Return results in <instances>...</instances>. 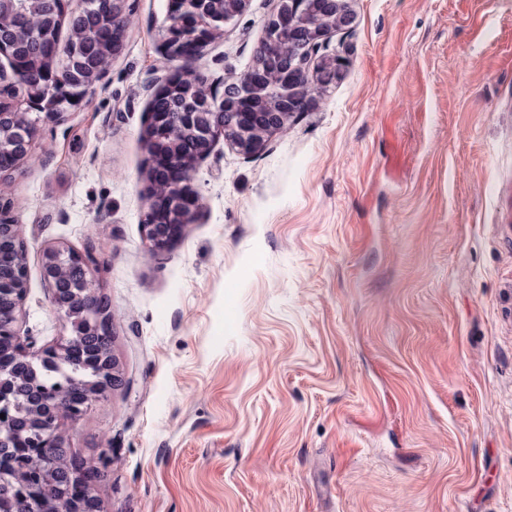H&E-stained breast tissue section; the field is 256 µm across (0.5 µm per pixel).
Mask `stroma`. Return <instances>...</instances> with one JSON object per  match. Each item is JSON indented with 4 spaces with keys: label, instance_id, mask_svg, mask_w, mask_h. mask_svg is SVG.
Returning a JSON list of instances; mask_svg holds the SVG:
<instances>
[{
    "label": "stroma",
    "instance_id": "stroma-1",
    "mask_svg": "<svg viewBox=\"0 0 512 512\" xmlns=\"http://www.w3.org/2000/svg\"><path fill=\"white\" fill-rule=\"evenodd\" d=\"M168 0H126L91 107L41 122L0 198L21 333L70 330L44 249L94 250L125 379L60 432L101 512H512V0H351L344 77L253 156L217 140L153 252L144 131ZM277 0L203 50L253 64Z\"/></svg>",
    "mask_w": 512,
    "mask_h": 512
}]
</instances>
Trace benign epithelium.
Listing matches in <instances>:
<instances>
[{"instance_id":"1","label":"benign epithelium","mask_w":512,"mask_h":512,"mask_svg":"<svg viewBox=\"0 0 512 512\" xmlns=\"http://www.w3.org/2000/svg\"><path fill=\"white\" fill-rule=\"evenodd\" d=\"M248 0H224V14L210 25L204 34L190 38L163 37V54L167 61H178L185 69H193L198 82L191 87L196 95L207 90L205 101L213 111L205 114V125L195 151L185 153L183 140L169 126L160 123L156 114H150L146 132L147 146L152 154H159L181 170L178 177H165L154 170L148 190L149 206L141 221V229L152 250L161 251L181 236L195 213L201 207L199 198L187 185L197 163L206 157L215 141H224L244 155L262 151L268 137L283 129L288 122L309 109L295 105L294 85L299 81L313 82L321 69L331 70L340 80L346 72L345 59L336 54L322 52L329 35L350 27L355 15L349 0H334L336 9L328 11L324 0H278L276 10L264 23V33L255 53L253 66L236 82L224 84V92L217 94L207 87L208 79L197 69L201 51L195 44L205 47L222 31L223 25L241 14ZM303 29L301 48L288 56V66L272 74L265 69L264 57L276 46V35L283 28ZM249 90L248 97L253 111L236 117V124L227 122L223 107L241 88ZM26 112L0 114V126L7 119L19 120L27 127L26 138L14 150V157L21 160L34 142L40 122L62 117L60 112H37L38 103L28 99ZM21 242L13 219H0V252ZM77 265L83 270L80 285L85 297L77 300L75 288L68 282V269ZM98 260L93 252H79L66 245L48 247L42 255V277L50 291V300L58 312L70 323L72 335L39 352L32 351L34 342L21 336L18 329L22 305L28 292V267L25 246H20L11 267V288H0V453L9 454V466L0 468V487L12 490L23 504V512H60L59 504L67 501L72 512H99L98 502L92 495V486L101 477L99 467L84 463L72 477L70 496L52 493L59 470L66 460L62 456L47 457L48 447H65L60 433L65 421L76 422L87 407L123 385V379L112 352H101L94 369V379L77 381L62 379L52 385L31 382V392L24 415H18L3 391L15 385L34 371L67 358L71 350L86 336H96L105 331L113 334L112 312L105 296L100 293L93 267Z\"/></svg>"}]
</instances>
